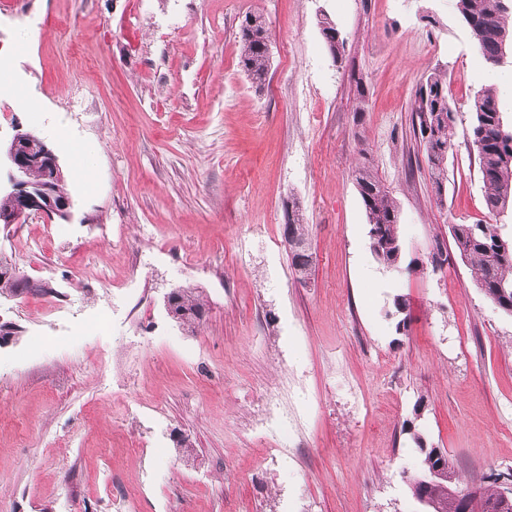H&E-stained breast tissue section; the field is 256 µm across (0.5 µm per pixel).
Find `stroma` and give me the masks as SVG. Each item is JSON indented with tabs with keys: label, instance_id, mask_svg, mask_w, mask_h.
<instances>
[{
	"label": "stroma",
	"instance_id": "35a3bbf8",
	"mask_svg": "<svg viewBox=\"0 0 512 512\" xmlns=\"http://www.w3.org/2000/svg\"><path fill=\"white\" fill-rule=\"evenodd\" d=\"M249 12L272 41L260 90L239 65ZM0 58L31 101L0 103V141L42 138L73 203L0 227V256L55 289L0 298L21 329L0 343V512H424L407 420L468 485L512 470V316L456 252L429 259L455 224L512 232L466 145L486 64L455 0H0ZM440 69L456 148L438 191L413 101ZM362 163L397 205L400 269L371 252ZM175 287L207 297L194 330L165 312ZM268 392L304 414L283 458ZM320 30L334 63H342L345 57L346 40L335 24L324 16L320 20ZM291 204V214L288 213V208L284 214L283 233L285 241L288 244V235L285 233L286 224H289L288 226H290V232L295 238L308 241L307 227L303 223L304 218L301 208L295 202H292Z\"/></svg>",
	"mask_w": 512,
	"mask_h": 512
}]
</instances>
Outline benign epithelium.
Returning a JSON list of instances; mask_svg holds the SVG:
<instances>
[{"instance_id":"obj_1","label":"benign epithelium","mask_w":512,"mask_h":512,"mask_svg":"<svg viewBox=\"0 0 512 512\" xmlns=\"http://www.w3.org/2000/svg\"><path fill=\"white\" fill-rule=\"evenodd\" d=\"M28 138L27 131L17 128L6 145L9 181L16 195V206L11 212L0 217V222L10 226L21 224L33 213L67 220L71 216V201L66 200L57 205L47 191H35L27 185L20 184L21 173L30 166L41 167L48 182L53 181L60 170L59 159L54 153L36 157L30 155L26 150ZM500 482L505 484V489L497 499H487L479 486H472L456 493L458 512H507V508L512 506V488L508 486L507 480L502 478Z\"/></svg>"}]
</instances>
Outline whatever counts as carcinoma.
I'll use <instances>...</instances> for the list:
<instances>
[{"instance_id": "1", "label": "carcinoma", "mask_w": 512, "mask_h": 512, "mask_svg": "<svg viewBox=\"0 0 512 512\" xmlns=\"http://www.w3.org/2000/svg\"><path fill=\"white\" fill-rule=\"evenodd\" d=\"M457 12L467 27L470 38L491 66L504 63L502 49L512 44V30L506 24L512 16V0H456ZM257 24L251 31L240 32L239 64L252 85L261 89L269 79L271 56L265 48L266 20L257 13ZM320 30L327 49L336 64L345 57L346 40L328 18L320 20ZM414 112L418 119V135L423 143L435 189L443 187L448 153L454 151V113L448 103V83L439 73L429 75L416 92ZM469 139L477 149L484 198L492 212H503L512 205V129L504 123L497 91L485 86L476 92L471 105ZM355 180L369 225L371 249L381 265L399 269L403 247L398 233L399 214L384 185L368 166L355 170ZM291 234L307 240V227L297 204L288 215ZM451 237L455 252L465 262L475 286L499 310L512 315V237L503 235L500 224H454ZM45 287L21 276L7 260L0 258V297L15 296ZM175 309L182 313L185 326L192 329L207 313V301L196 288H182L175 297ZM417 454V468L406 476L407 484L429 475L439 467L451 477L455 466L433 447L412 422L403 423ZM456 482L435 483L427 489L433 502L429 512H457L453 492Z\"/></svg>"}]
</instances>
